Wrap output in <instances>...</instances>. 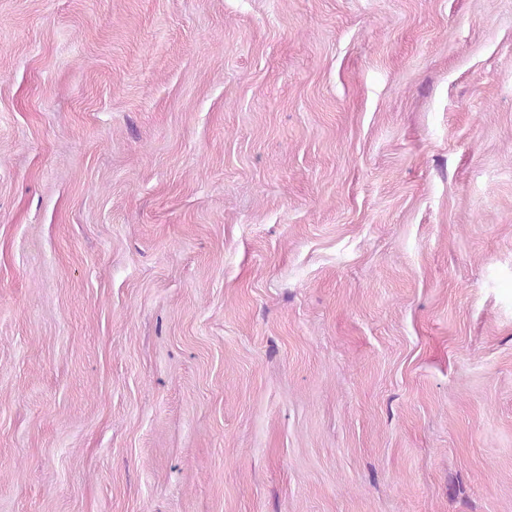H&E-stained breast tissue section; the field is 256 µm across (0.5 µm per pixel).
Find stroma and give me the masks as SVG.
Segmentation results:
<instances>
[{
	"mask_svg": "<svg viewBox=\"0 0 512 512\" xmlns=\"http://www.w3.org/2000/svg\"><path fill=\"white\" fill-rule=\"evenodd\" d=\"M0 512H512V0H0Z\"/></svg>",
	"mask_w": 512,
	"mask_h": 512,
	"instance_id": "35a3bbf8",
	"label": "stroma"
}]
</instances>
